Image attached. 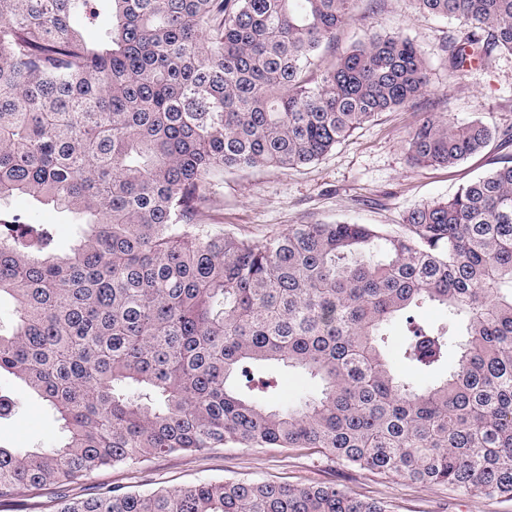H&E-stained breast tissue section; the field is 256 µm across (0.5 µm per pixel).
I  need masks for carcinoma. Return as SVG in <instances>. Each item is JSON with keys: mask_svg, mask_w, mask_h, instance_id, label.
Masks as SVG:
<instances>
[{"mask_svg": "<svg viewBox=\"0 0 512 512\" xmlns=\"http://www.w3.org/2000/svg\"><path fill=\"white\" fill-rule=\"evenodd\" d=\"M0 0V375L60 423L0 447V498L174 452L319 448L345 466L512 499V156L383 224L262 242L201 223L224 171L309 164L425 94L422 50L356 0ZM467 26L448 70L512 55V0H414ZM101 26L90 43L84 25ZM496 131L433 113L413 164ZM85 226L64 253L37 210ZM441 317L419 324L415 312ZM304 383L274 398L277 375ZM59 512H389L344 488L261 480L112 491Z\"/></svg>", "mask_w": 512, "mask_h": 512, "instance_id": "cac0c4a2", "label": "carcinoma"}]
</instances>
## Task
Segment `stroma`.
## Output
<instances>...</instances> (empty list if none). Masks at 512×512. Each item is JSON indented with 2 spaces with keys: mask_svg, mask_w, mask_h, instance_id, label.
Wrapping results in <instances>:
<instances>
[{
  "mask_svg": "<svg viewBox=\"0 0 512 512\" xmlns=\"http://www.w3.org/2000/svg\"><path fill=\"white\" fill-rule=\"evenodd\" d=\"M399 31L425 52L427 93L357 129L323 159L293 169L228 170L204 216L212 231L261 242L294 224L349 222L399 229L421 203L443 200L485 173L494 159L512 156V56L450 74L443 51L465 30L455 20L421 15L414 0H357L355 19L337 34L344 50L366 27ZM458 124L480 121L498 132L486 150L452 167L410 164L406 140L426 113ZM0 395L11 405L0 419V446L21 451L50 447L60 425L48 406L14 378H0ZM264 479L293 485H337L361 497L386 502L391 512H512V500L458 496L445 486L420 487L328 460L316 448H212L172 453L115 465L59 486L25 490L0 501V512H57L61 501L90 498L105 489L176 490L203 481Z\"/></svg>",
  "mask_w": 512,
  "mask_h": 512,
  "instance_id": "1",
  "label": "stroma"
}]
</instances>
